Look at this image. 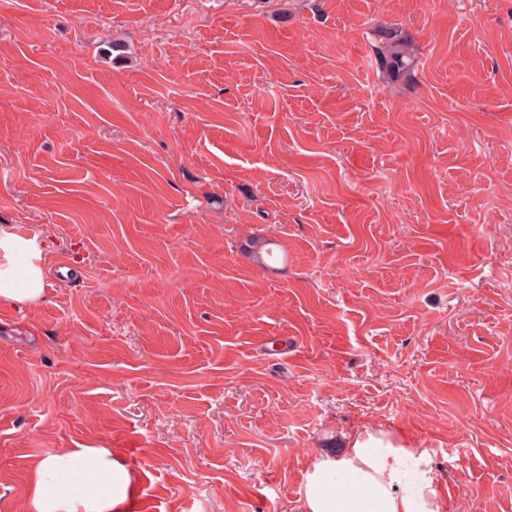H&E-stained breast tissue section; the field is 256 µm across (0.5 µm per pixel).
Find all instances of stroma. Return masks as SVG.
I'll use <instances>...</instances> for the list:
<instances>
[{"label": "stroma", "instance_id": "35a3bbf8", "mask_svg": "<svg viewBox=\"0 0 512 512\" xmlns=\"http://www.w3.org/2000/svg\"><path fill=\"white\" fill-rule=\"evenodd\" d=\"M0 227L77 270L0 300V512H295L366 425L512 512V0H0ZM379 37L383 44L375 46L376 66L394 79L411 81L417 66L412 44L397 29L383 30ZM110 448H73L34 467L28 512H127L130 471Z\"/></svg>", "mask_w": 512, "mask_h": 512}]
</instances>
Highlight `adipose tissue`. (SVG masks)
<instances>
[{
    "label": "adipose tissue",
    "mask_w": 512,
    "mask_h": 512,
    "mask_svg": "<svg viewBox=\"0 0 512 512\" xmlns=\"http://www.w3.org/2000/svg\"><path fill=\"white\" fill-rule=\"evenodd\" d=\"M45 293L43 250L34 238L0 230V299L25 305ZM130 471L108 448H74L34 467L28 512H127ZM428 449L364 427L319 449L306 468L298 512H446Z\"/></svg>",
    "instance_id": "obj_1"
}]
</instances>
